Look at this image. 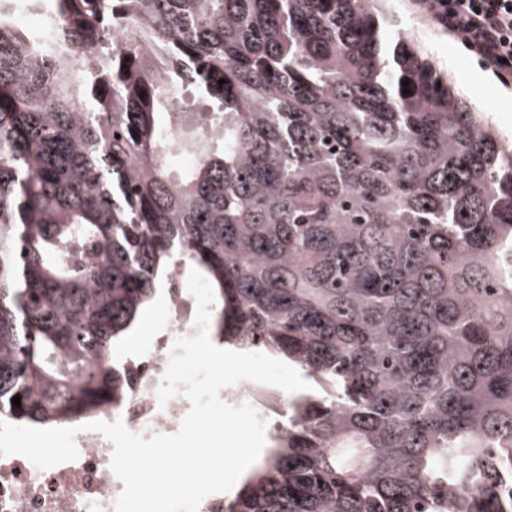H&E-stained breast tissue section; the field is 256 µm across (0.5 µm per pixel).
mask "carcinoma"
Listing matches in <instances>:
<instances>
[{
  "label": "carcinoma",
  "mask_w": 512,
  "mask_h": 512,
  "mask_svg": "<svg viewBox=\"0 0 512 512\" xmlns=\"http://www.w3.org/2000/svg\"><path fill=\"white\" fill-rule=\"evenodd\" d=\"M23 2L0 422L119 403L115 340L195 268L212 335L317 385L224 512H512V145L379 0Z\"/></svg>",
  "instance_id": "carcinoma-1"
}]
</instances>
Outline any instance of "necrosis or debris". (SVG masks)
<instances>
[{"mask_svg": "<svg viewBox=\"0 0 512 512\" xmlns=\"http://www.w3.org/2000/svg\"><path fill=\"white\" fill-rule=\"evenodd\" d=\"M196 300L173 275L168 291L167 322L151 345L125 363L128 389L113 419L132 433L151 438L179 430L191 404L184 392L160 403L157 390L177 338L193 336ZM79 456L51 468H41L20 455L0 456V512H115L124 488L110 467L113 445L95 431L76 438Z\"/></svg>", "mask_w": 512, "mask_h": 512, "instance_id": "1", "label": "necrosis or debris"}]
</instances>
